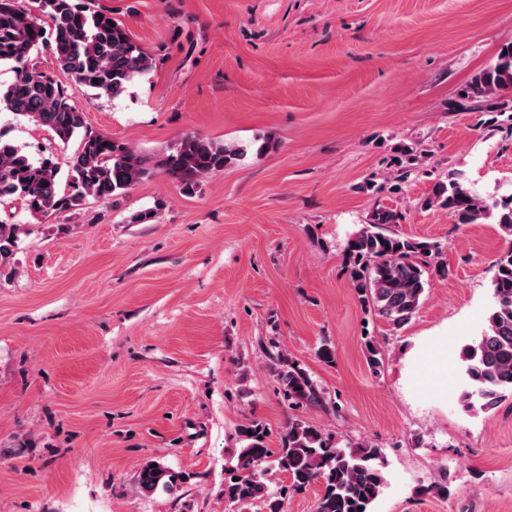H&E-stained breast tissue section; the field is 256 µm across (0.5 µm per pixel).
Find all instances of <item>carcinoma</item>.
I'll use <instances>...</instances> for the list:
<instances>
[{
	"instance_id": "obj_1",
	"label": "carcinoma",
	"mask_w": 512,
	"mask_h": 512,
	"mask_svg": "<svg viewBox=\"0 0 512 512\" xmlns=\"http://www.w3.org/2000/svg\"><path fill=\"white\" fill-rule=\"evenodd\" d=\"M43 46L50 48L59 70L99 97L118 98L128 85L154 67V58L112 17L95 11L88 0H0V65L10 64L14 80L0 88V105L45 129L64 144L80 137L68 161L66 179L53 156L30 157L24 147L0 137V205L16 200L29 220L50 214L76 215L89 196L125 194L150 174L134 149L108 136L85 130L83 112L71 101L67 88L55 76L29 65ZM512 43L500 50L494 63L458 90L452 109L488 110L512 122ZM250 143L217 144L194 134L184 135L158 168L186 190L200 180L243 161ZM397 179L422 169L425 153L417 144L397 148ZM426 209L448 211L454 224L467 226L490 221L498 226L507 247L495 264L494 303L478 342L460 353L468 409L490 411L512 395V194L484 195L450 172L434 182L424 199ZM400 215L387 207L375 208L349 237L344 250L345 270L354 295L367 314L401 328L415 317L430 276L448 271L443 247L392 230ZM18 227L0 224V267L13 259ZM368 364L382 365L374 337H364ZM272 369L284 395L294 405H318L321 393L308 372L292 358L276 354ZM241 448L236 464L226 469L224 500L234 512H248L261 503L266 512H285L288 490L300 491L322 481L316 512H371L385 483L381 450L369 442L350 448L333 443L316 427L295 416L288 422L281 448L267 443V431L258 422L239 429ZM288 474L290 488L274 494L260 472L268 459ZM184 475L161 461H147L138 474V489L151 494L172 493Z\"/></svg>"
}]
</instances>
